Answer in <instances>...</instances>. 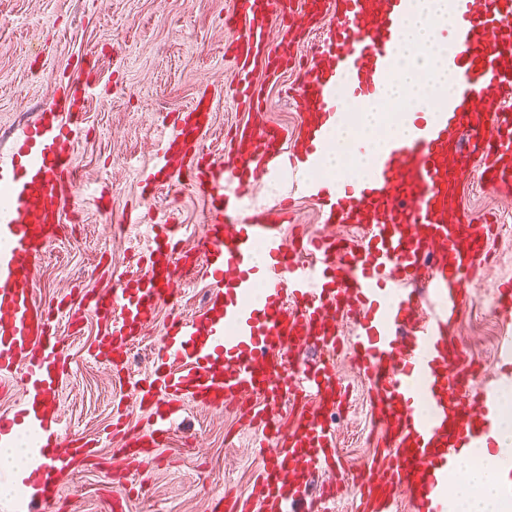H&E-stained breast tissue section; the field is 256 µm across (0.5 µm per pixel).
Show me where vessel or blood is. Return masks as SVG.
Wrapping results in <instances>:
<instances>
[{"mask_svg": "<svg viewBox=\"0 0 512 512\" xmlns=\"http://www.w3.org/2000/svg\"><path fill=\"white\" fill-rule=\"evenodd\" d=\"M412 0H233L226 17L233 101L260 111L255 74L275 77L288 43L271 41L272 17L317 22L324 35L292 84L303 120L295 138L264 121L236 126L221 162L201 163L214 99L199 96L170 113L138 182L166 185L189 171L208 211L191 248L176 249L179 226L146 225V263L118 286H86L63 315L76 324L93 315L90 357L126 364L181 280L203 272L213 286L201 313L172 316L153 350L154 371L130 379L136 404L152 422L123 438L115 453L142 465L186 406L221 410L251 400L252 445L261 464L248 495L212 499L210 512H323L316 478H334L340 450L333 418L347 389L332 362H309L308 349L329 355L345 347L375 397L380 446L351 486L353 512H448V479L464 448L495 449L498 395L512 386V334L497 342L490 374L456 371L463 356L454 334L473 282L487 276L492 231L465 210L476 181L512 195V0H450L451 50L443 65L451 94L411 113L407 139L372 153L361 180L314 178L330 149L329 133L349 119L341 96L379 97L403 41ZM60 105L27 126L0 155V391L19 390V404L0 412V447L19 432L36 435L31 450L35 491L0 502V512H57L61 484L85 466L97 440L71 433L60 405L68 357L52 318L37 303L34 271L62 229L76 196L75 145L87 84L58 88ZM276 179L291 189L259 210L246 202ZM314 202L322 223L351 224L358 238L287 237L294 197ZM494 308L512 320V278L497 281ZM348 334H341V325ZM307 403L296 420L283 400Z\"/></svg>", "mask_w": 512, "mask_h": 512, "instance_id": "1", "label": "vessel or blood"}]
</instances>
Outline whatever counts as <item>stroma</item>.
<instances>
[{
  "label": "stroma",
  "mask_w": 512,
  "mask_h": 512,
  "mask_svg": "<svg viewBox=\"0 0 512 512\" xmlns=\"http://www.w3.org/2000/svg\"><path fill=\"white\" fill-rule=\"evenodd\" d=\"M231 0H0V153L31 122L56 111L59 86L85 81L95 93L87 101L83 132L76 145L78 185L106 186L102 206L75 198L67 210L79 213L65 223L51 255L41 262L39 301L77 292L85 285L113 286L145 264V241L122 215L141 205L146 220L167 213L171 223L187 226L199 238L205 202L188 176L145 198L132 166L149 163L164 116L206 94L216 102L214 126L204 140L211 159L223 156L235 127L248 113L232 103V64L224 55L235 38L224 23ZM295 79L286 71L261 88L264 120L295 131L300 108L285 87ZM464 205L485 215L496 227L490 267L497 276L512 275V199L487 187L466 188ZM181 301L163 303L155 323L128 362L129 377L152 370L151 350L173 313L203 310L210 295L208 279L187 281ZM475 300L462 312L457 335L463 363L490 369L500 336L512 331L492 305V284L473 291ZM96 334L92 317L65 342L69 364L60 393L63 413L76 433L98 439V456L66 479L62 512H109L110 490L126 495V512H208L212 497L248 493L260 460L251 446L246 415L239 407L217 411L187 407L167 439L143 468L109 465L108 438L115 414L128 430L144 431L148 414L134 402L127 379L90 361L86 349ZM348 390V403L334 418L342 470L355 473L378 444L367 381L349 366L345 354L334 357Z\"/></svg>",
  "instance_id": "obj_1"
}]
</instances>
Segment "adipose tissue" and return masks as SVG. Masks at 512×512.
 <instances>
[{
	"label": "adipose tissue",
	"instance_id": "adipose-tissue-1",
	"mask_svg": "<svg viewBox=\"0 0 512 512\" xmlns=\"http://www.w3.org/2000/svg\"><path fill=\"white\" fill-rule=\"evenodd\" d=\"M448 15V0H415L406 19L401 56L387 86L384 102H365L361 105L359 125L340 128L333 136V147L325 169L355 179L367 173V155L380 141L379 127H386L388 136H405V125L387 127V107L414 112L426 106L431 97L449 89L448 75L439 65L448 47L438 40L435 23ZM512 454V414L499 416L498 448L474 459L470 449H462L460 468L466 469L469 480L451 482L448 486L449 512H512L500 486L511 474L502 466V459Z\"/></svg>",
	"mask_w": 512,
	"mask_h": 512
}]
</instances>
